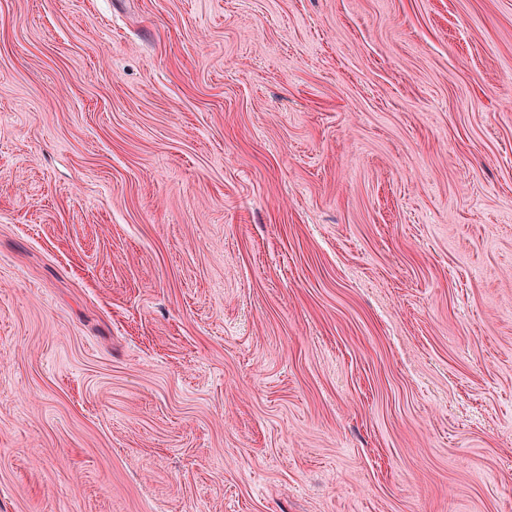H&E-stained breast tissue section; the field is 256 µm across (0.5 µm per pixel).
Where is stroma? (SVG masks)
Segmentation results:
<instances>
[{
  "mask_svg": "<svg viewBox=\"0 0 512 512\" xmlns=\"http://www.w3.org/2000/svg\"><path fill=\"white\" fill-rule=\"evenodd\" d=\"M0 512H512V0H0Z\"/></svg>",
  "mask_w": 512,
  "mask_h": 512,
  "instance_id": "35a3bbf8",
  "label": "stroma"
}]
</instances>
